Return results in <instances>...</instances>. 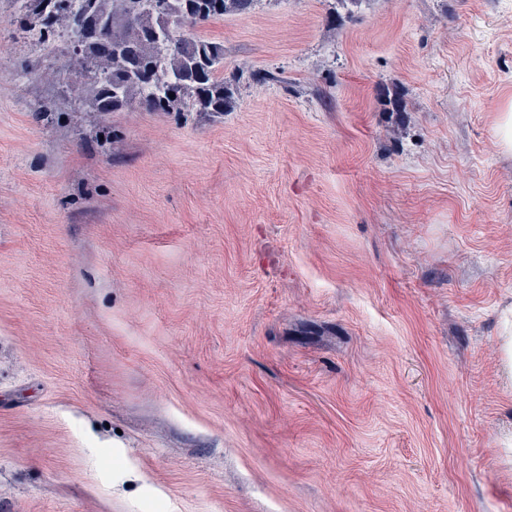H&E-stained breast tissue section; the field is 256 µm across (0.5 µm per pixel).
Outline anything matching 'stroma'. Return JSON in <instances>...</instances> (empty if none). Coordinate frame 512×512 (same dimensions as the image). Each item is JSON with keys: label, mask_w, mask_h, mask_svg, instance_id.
I'll list each match as a JSON object with an SVG mask.
<instances>
[{"label": "stroma", "mask_w": 512, "mask_h": 512, "mask_svg": "<svg viewBox=\"0 0 512 512\" xmlns=\"http://www.w3.org/2000/svg\"><path fill=\"white\" fill-rule=\"evenodd\" d=\"M17 29L0 512H512V0H258L233 111L87 136ZM497 142L500 152L512 155V94L502 103L497 112Z\"/></svg>", "instance_id": "obj_1"}]
</instances>
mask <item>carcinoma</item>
<instances>
[{
    "label": "carcinoma",
    "mask_w": 512,
    "mask_h": 512,
    "mask_svg": "<svg viewBox=\"0 0 512 512\" xmlns=\"http://www.w3.org/2000/svg\"><path fill=\"white\" fill-rule=\"evenodd\" d=\"M186 0H107L112 11L130 13L124 43L112 47V60H102L98 78L83 77L81 95L95 101L99 82L112 74L121 109L149 112L222 114L237 106V86L224 78V47L187 34L166 50L163 40L185 15ZM20 22V38L57 53L77 35V21L97 0H12ZM255 0H196L195 14L211 22L227 14L245 13Z\"/></svg>",
    "instance_id": "cac0c4a2"
}]
</instances>
